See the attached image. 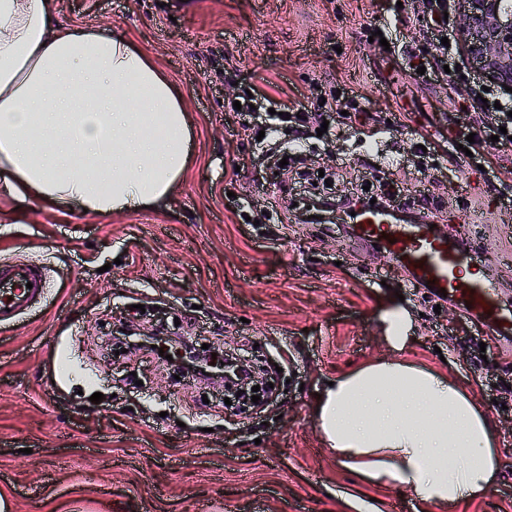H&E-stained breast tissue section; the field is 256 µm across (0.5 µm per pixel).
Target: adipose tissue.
I'll list each match as a JSON object with an SVG mask.
<instances>
[{"instance_id": "ef3b65f1", "label": "adipose tissue", "mask_w": 512, "mask_h": 512, "mask_svg": "<svg viewBox=\"0 0 512 512\" xmlns=\"http://www.w3.org/2000/svg\"><path fill=\"white\" fill-rule=\"evenodd\" d=\"M184 101L125 38L57 24L54 0H0V171L9 191L108 215L164 201L186 171ZM314 413L342 466L455 505L500 460L491 417L455 382L398 359L337 377Z\"/></svg>"}]
</instances>
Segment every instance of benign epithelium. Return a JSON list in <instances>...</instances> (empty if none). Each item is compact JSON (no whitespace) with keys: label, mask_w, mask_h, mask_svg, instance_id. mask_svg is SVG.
Here are the masks:
<instances>
[{"label":"benign epithelium","mask_w":512,"mask_h":512,"mask_svg":"<svg viewBox=\"0 0 512 512\" xmlns=\"http://www.w3.org/2000/svg\"><path fill=\"white\" fill-rule=\"evenodd\" d=\"M463 49L475 57L485 77L512 88V0H459Z\"/></svg>","instance_id":"7a95c632"}]
</instances>
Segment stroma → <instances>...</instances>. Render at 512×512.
Here are the masks:
<instances>
[{
	"mask_svg": "<svg viewBox=\"0 0 512 512\" xmlns=\"http://www.w3.org/2000/svg\"><path fill=\"white\" fill-rule=\"evenodd\" d=\"M68 26L125 34L184 98L193 128L185 178L154 207L109 215L10 194L0 174V259L50 268L45 303L0 328V498L9 512H343L352 487L381 512H512V353L450 302L405 285L375 248L350 240L347 224L254 225L278 206L295 174L276 169L259 123L231 111L246 86L313 111L317 96L349 86L364 95L343 118L344 137L309 129L276 136L353 183L389 168L409 208L429 188L441 229L486 248L485 275L512 305V146L480 160L457 153L463 112L448 84L485 78L456 54L449 72L418 73L406 48L427 16L425 0H56ZM382 32L383 42L371 41ZM392 133L369 138L373 123ZM424 145L425 156L414 148ZM486 169H478V161ZM476 221L464 224L465 214ZM411 320L402 352L385 339L384 311ZM192 336L223 351H259L286 389L250 414L224 407L222 388L175 379L156 356L115 354L112 332ZM402 356L462 383L497 427L501 477L485 497L421 504L397 484L370 485L337 464L313 413L329 382L359 366ZM101 403H92L93 393Z\"/></svg>",
	"mask_w": 512,
	"mask_h": 512,
	"instance_id": "stroma-1",
	"label": "stroma"
}]
</instances>
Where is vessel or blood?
I'll use <instances>...</instances> for the list:
<instances>
[{"label":"vessel or blood","mask_w":512,"mask_h":512,"mask_svg":"<svg viewBox=\"0 0 512 512\" xmlns=\"http://www.w3.org/2000/svg\"><path fill=\"white\" fill-rule=\"evenodd\" d=\"M355 237L377 244L408 275L411 282H433L445 289L448 299L464 307L487 335L512 342V307L501 306L496 286L479 272L482 250L457 234L442 233L429 224L396 222L380 205L361 209ZM49 291L43 268L21 261H0V326L37 308Z\"/></svg>","instance_id":"obj_1"}]
</instances>
